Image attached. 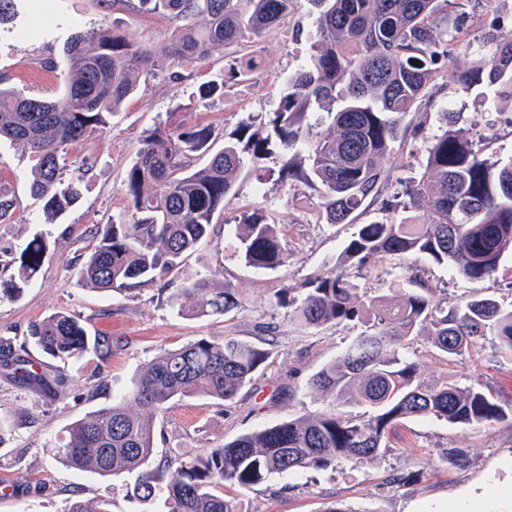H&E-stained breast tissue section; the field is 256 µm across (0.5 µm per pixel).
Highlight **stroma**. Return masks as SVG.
I'll return each mask as SVG.
<instances>
[{
    "mask_svg": "<svg viewBox=\"0 0 512 512\" xmlns=\"http://www.w3.org/2000/svg\"><path fill=\"white\" fill-rule=\"evenodd\" d=\"M76 20L88 28L115 24L130 41L148 44L159 54L167 50L177 25L162 15L112 10L103 0H23L13 24L0 26V79L33 96L58 97L63 85L45 63L64 64ZM318 35L315 7L310 0H296L292 13L269 32L185 63L182 81L141 77L109 127L69 151L74 165L87 167L81 175L82 198L55 223L46 222L41 202L29 194V151L0 144V185L15 195L9 223L0 224V275H11V264L28 241L36 238L47 245L44 264L23 295L0 300V339L26 349L46 377L42 385L26 386L0 368V417L7 421L0 441V484L10 487L0 492V512H64L74 498L93 506L108 502L110 512H165L166 486L143 502L128 493L134 475L102 477L76 471L51 452L74 422L126 393L164 347L232 336L262 345L272 356L234 400L194 396L168 403L155 419L149 467L328 408V400L313 393L309 382L345 350L360 328L350 322L301 328L289 308L278 304L277 295L284 288L302 290L309 277L331 264L355 227L327 224L317 192L300 183L291 187L280 182L285 159L280 147L261 160L263 177L247 169L241 172L215 218L211 237L196 246L167 289L150 283L132 293L99 292L84 287L78 274V260L95 229L128 212L123 180L146 130L165 122L180 104L187 107L183 120L212 125L220 135L275 111L283 83L307 61ZM248 54L258 55L256 69L230 84L223 96L193 100L198 85L222 79L225 60ZM492 98L489 92H464L443 84L434 97L420 101L405 122L422 126L423 136L394 144L384 161L391 181H407L422 172L427 139L444 129L447 112L459 113L458 128L480 141L487 158H511L512 106L493 105ZM247 209L264 210L280 224L288 260L279 269L258 270L222 256L237 216ZM411 263L435 301L453 304L481 292L512 309L511 257L483 282L465 280L452 266L422 256L412 257ZM216 266L237 305L225 315L196 316L194 299L178 290L182 282ZM57 311L79 316L90 335L111 337L110 356L103 360L89 353L60 363L30 346L29 324ZM414 348L422 376L446 377L491 394L504 410V419L473 425L433 417L402 420L389 429L385 452L360 463L277 475L247 491L227 488L238 512H327L334 506L344 512H414L418 507L446 512L450 501L473 491L478 494L476 512H512V360L500 356L490 336L456 365L440 358L426 336L416 337Z\"/></svg>",
    "mask_w": 512,
    "mask_h": 512,
    "instance_id": "35a3bbf8",
    "label": "stroma"
}]
</instances>
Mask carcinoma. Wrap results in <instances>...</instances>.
Masks as SVG:
<instances>
[{"mask_svg":"<svg viewBox=\"0 0 512 512\" xmlns=\"http://www.w3.org/2000/svg\"><path fill=\"white\" fill-rule=\"evenodd\" d=\"M112 9L161 13L180 21L168 50L158 55L127 40L114 29L73 25L66 49L65 83L52 100L0 87V140L30 151L32 196L43 201L53 219L82 197L80 180L65 178L68 148L105 130L112 115L138 87L143 72L179 77L176 68L213 48L244 41L275 27L295 0H105ZM318 11L320 39L308 63L288 77L278 108L262 119L240 125L214 149L215 131L187 124L170 113L153 128L128 168L127 217L95 233L96 243L80 267L81 281L102 291H133L171 275L179 260L210 235L224 197L244 169L245 156L257 165L275 141L285 151L299 149L304 159L287 161L279 179L315 190L327 223L352 224L372 205L385 218L360 224L333 266L310 278L305 292L288 288L278 303L292 309L304 328L355 322L363 330L335 361L311 379V388L333 407L313 411L271 427L244 433L204 453L163 469H144L153 450L154 415L174 399L194 395L230 401L269 359L268 349L234 337L198 339L162 349L133 388L112 404L76 421L54 452L71 469L100 476L137 473L132 497L151 498L163 471L167 512H237L235 501L215 491L228 482L248 490L274 475L326 470L342 461L358 462L385 450L384 438L400 420L432 416L453 424L484 423L501 408L480 389L454 381L427 380L412 358L414 337L425 334L442 358L458 362L477 340L492 336L498 353L512 358V310L490 295H472L453 305L429 296L418 272L405 264L425 255L450 264L467 279L494 276L504 255L512 253V161L490 162L483 150L456 128L458 116L445 114L446 128L431 137L419 176L387 196L390 175L383 161L392 145L422 127L408 129L406 116L432 95L441 77L438 64L458 51L479 60L463 75L446 69V82L469 91L493 89L494 98L512 102V39L494 36L492 21L480 45L448 39V18L463 28L470 11L490 0H311ZM201 15L204 24L193 19ZM418 60L421 65L411 64ZM258 59L234 58L224 65L220 83L199 86L201 100L224 94L227 84ZM322 111L329 130L312 134L307 117ZM206 155L205 166L187 170L186 160ZM232 253L255 269L275 271L287 258L278 225L259 209L244 211L234 225ZM41 242L28 243L16 273L0 279V299L19 296L45 259ZM383 257L398 260L401 275L391 280L394 296L369 295L356 288ZM211 276L185 282L180 294L198 298L194 314H225L237 305L230 288L214 287ZM29 336L44 354L60 360L87 353L105 357L112 340L92 338L81 319L55 312L31 324ZM0 363L13 367L19 382L34 386L43 377L33 363L0 342ZM364 406L369 415L350 408ZM66 512H109L70 500Z\"/></svg>","mask_w":512,"mask_h":512,"instance_id":"cac0c4a2","label":"carcinoma"}]
</instances>
